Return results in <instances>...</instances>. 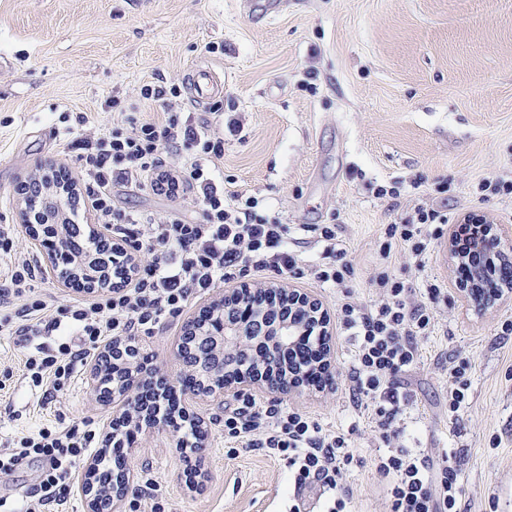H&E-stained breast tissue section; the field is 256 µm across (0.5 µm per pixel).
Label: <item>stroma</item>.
<instances>
[{"label": "stroma", "instance_id": "stroma-1", "mask_svg": "<svg viewBox=\"0 0 512 512\" xmlns=\"http://www.w3.org/2000/svg\"><path fill=\"white\" fill-rule=\"evenodd\" d=\"M249 0H0V225L18 223L22 182L41 163L73 167L63 115L86 113L112 126L106 103L140 119L160 110L143 100L145 84H186L191 67L208 66L224 86L207 106L185 102L195 123L224 130V188L264 200L302 237L307 224H337L350 244L352 296L372 297L373 244L401 224L422 199L459 223L468 213L512 227V199L478 203L485 178L512 170V0H284L275 18L253 14ZM222 45L219 53L208 44ZM238 119L241 130L228 128ZM398 197H377L378 187ZM397 277L445 287L435 328L420 340L422 358L403 382L413 417L404 443L432 459L451 455L465 495L464 512H512V303L478 315L454 291L444 243L424 271L397 254ZM140 337L154 365L177 378L175 346L185 317ZM336 384L328 393L288 398L291 408L345 433L364 460L347 477L353 512H383L369 462L378 442L348 391L350 345L335 326ZM470 357L468 399L448 418L446 370ZM14 373L0 401V439L83 420L107 432L112 406L100 402L80 372L65 394L39 404L22 382L19 351L0 336V374ZM207 451L201 489L185 479L183 431L166 424L124 447L139 484L159 485L166 512H284V461L258 448L230 452L224 411L202 407Z\"/></svg>", "mask_w": 512, "mask_h": 512}]
</instances>
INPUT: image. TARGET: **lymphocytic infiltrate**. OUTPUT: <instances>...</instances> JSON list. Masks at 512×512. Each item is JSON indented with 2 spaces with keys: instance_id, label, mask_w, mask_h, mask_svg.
Returning a JSON list of instances; mask_svg holds the SVG:
<instances>
[{
  "instance_id": "f902f5d3",
  "label": "lymphocytic infiltrate",
  "mask_w": 512,
  "mask_h": 512,
  "mask_svg": "<svg viewBox=\"0 0 512 512\" xmlns=\"http://www.w3.org/2000/svg\"><path fill=\"white\" fill-rule=\"evenodd\" d=\"M140 95L161 108L160 120L129 116L104 131L81 113L65 128L68 147L76 152V180L86 188L97 224L111 229L113 242H132L139 253L133 278L76 293L69 306H55L52 297L35 292L39 263L17 249L16 226L0 225V335L12 337L22 350V377L42 403L67 391L102 346L156 335L192 298L220 285L261 288L270 278L287 276L345 289L356 274L338 225L310 226L312 245L321 254L312 260L290 243L288 226L266 213L257 197L225 191L218 173L224 135L183 119L180 86L146 84ZM119 184L175 202L192 199L200 215L131 214L112 196ZM447 222L440 211L416 202L411 219L387 225L375 243L372 299L364 303L345 294L338 306L352 345L346 367L350 392L358 407L371 410L384 444L374 466L386 512H458L463 495L449 459L434 462L401 442L408 399L400 379L420 359L419 339L431 330L443 286L432 280L420 292L388 269L398 250L424 267ZM224 439L285 461L295 489L322 488V512H347L353 491L346 475L357 459L345 434L323 428L283 401L242 394L224 408ZM103 446L92 428H39L0 450V481L38 461L39 482L25 512H65L80 461Z\"/></svg>"
}]
</instances>
